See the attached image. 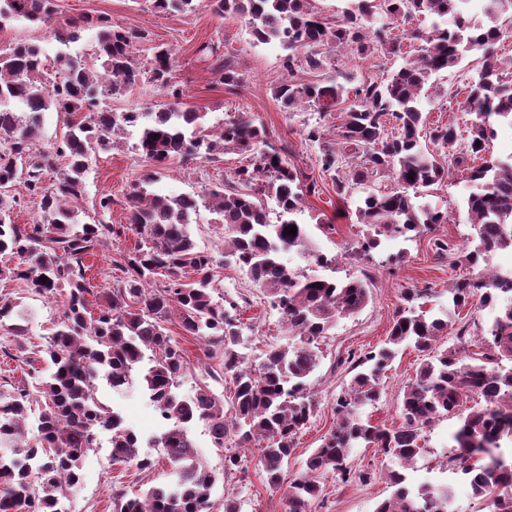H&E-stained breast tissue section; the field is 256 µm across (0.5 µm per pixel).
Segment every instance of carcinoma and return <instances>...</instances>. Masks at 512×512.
Instances as JSON below:
<instances>
[{
    "mask_svg": "<svg viewBox=\"0 0 512 512\" xmlns=\"http://www.w3.org/2000/svg\"><path fill=\"white\" fill-rule=\"evenodd\" d=\"M204 1L217 17L244 21L255 41L287 51L282 66L288 80L275 97L289 111L309 106L319 112L320 121L306 126L303 137L320 144L318 167L331 178L338 198L354 201L356 223L365 227L354 247L361 259L370 257L382 236L407 241L448 223V212L419 204L414 195L445 183L449 173L420 141L421 93L433 76L458 65L467 53L480 52L477 79L460 101L472 115L467 137L452 123L429 131L436 147L452 148L465 139L451 162L477 187L467 198L476 234L475 246L459 251L458 259L478 271L448 288V311L439 315L416 310L422 294L404 291L405 308L385 344L362 356L348 354L346 362L357 372L336 398L335 428L288 485V512H310L326 473L344 483L367 481L368 474L350 464L353 450L362 447L381 449L395 464L387 473L394 490L376 512H448V486L424 483L412 489L403 474L422 451L423 429L443 416L458 419L444 465L464 476L473 495L489 500L491 512H512V458L503 452V444L512 442V274L496 277L490 288L493 269L479 267L490 255L512 250V155L471 165L494 135L493 120L512 119V80L494 52L503 37L496 21L512 18V0H485L487 27L471 23L468 0H358L332 22L312 0H150V6L157 13H188ZM416 15L435 18L431 31L411 33L421 41L416 60L380 80L356 82L346 71L334 81L322 79L336 68L342 49L399 55L401 41L382 18L408 22ZM20 19L47 27L65 46L78 42L82 31L96 30L89 52L100 72L93 73L81 57L61 54L62 79H49L43 76L40 46L17 42L0 53V254L15 258L0 266V281H20L46 298L64 296L58 329L44 345L48 377L29 385L0 374V512H63L61 498L80 481L82 459L100 429L112 434V461L143 472L153 468L154 461L140 454L139 434L97 397L99 379L119 393L141 387L162 426L152 444L170 467L169 481L143 495L117 494L113 512H210L217 477L195 452L191 427L197 422L205 424L216 448L224 447L230 434L240 448L256 446L268 483L280 485L295 438L315 411L309 379L321 361L320 344L339 319L359 313L370 300L361 279L311 278L281 260L287 249L311 252L304 226L292 216L321 187L301 176L246 116L214 131L205 125L206 113L184 108L174 54L152 45L147 32L115 27L103 16L62 18L56 0H0V27ZM137 49L150 54L149 68L134 65ZM197 53L225 86L241 87L234 60L219 44L203 43ZM298 72L314 80L299 83ZM142 81L166 99L159 110L114 112L102 106ZM343 102L348 106L333 135L322 120ZM46 112L66 114L69 121L61 141L40 151L35 140ZM130 128L137 131L135 150L157 167L188 158L215 162L227 150L247 155L249 164L207 192L224 224L227 246L217 254L198 248L190 233L196 197L153 189L156 170L134 181L123 203L126 229L136 234L137 244L121 254L125 277L96 291L85 258L115 229L80 223L76 204L91 155L112 149ZM382 178L398 189L381 191L376 183ZM18 182L39 200V214L30 224L12 219L17 198L11 191ZM262 195L273 196L290 219L271 222ZM292 225L296 235L285 234ZM228 264L266 294L293 343L270 345L257 359L240 351L246 324L239 304H224L215 285L216 269ZM159 277L162 287L152 288ZM93 292L95 311L87 298ZM477 304L498 307L482 329L478 350H470L464 329L458 344L437 347L448 323ZM173 314L182 335L201 341L208 357L219 359V369H208L209 380L197 384L191 396L177 392L190 363L181 340L169 332ZM0 330L21 339L16 351L23 350L29 318L8 298L0 300ZM404 344L423 359L404 390L402 423L390 429L374 424L363 408L380 400L381 377ZM475 398L476 405L466 406Z\"/></svg>",
    "mask_w": 512,
    "mask_h": 512,
    "instance_id": "cac0c4a2",
    "label": "carcinoma"
}]
</instances>
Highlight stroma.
I'll use <instances>...</instances> for the list:
<instances>
[{"label": "stroma", "mask_w": 512, "mask_h": 512, "mask_svg": "<svg viewBox=\"0 0 512 512\" xmlns=\"http://www.w3.org/2000/svg\"><path fill=\"white\" fill-rule=\"evenodd\" d=\"M59 14L64 18L84 15L109 17L114 25L147 31L153 43L172 49L176 59V77L185 88V107L205 113L207 125H215L244 114L264 129L267 140L276 147H287L288 158L298 171L318 179L321 195L308 197L296 220L304 224L316 247L334 256L333 264L323 266L298 252L283 254L285 264L299 273L324 277L339 282L359 278L367 282L372 299L353 317L340 320L331 336L322 342L319 367L310 378L311 393L316 400V411L296 437V445L285 468L287 481L295 479L308 456L322 444L324 436L335 427V398L351 377L348 366L338 365V354L350 351L365 353L380 347L386 340L393 319L403 304L402 294L408 289H435L427 305L433 311L447 309L448 298L443 291L453 282L470 278L471 269L454 264L452 257L436 256L431 248L435 238L448 240L457 248H464L471 234L470 217L465 205L469 193L467 183L457 170H450L444 184L424 190L423 196L432 206L448 211V221L435 225L430 235L412 241L382 240L371 253L370 259L353 256L351 248L362 237L361 225L345 214V206L338 200L329 177L321 175L317 166L318 145L305 142L302 130L305 124L325 120L327 125L337 122L335 116L320 117L316 109L304 107L292 112L282 109L273 98L272 91L279 86L285 74L279 46L254 43L248 27L239 18L215 17L201 7L191 13L158 14L147 8L142 0H57ZM429 28L424 19L411 24L396 22L394 32L404 38V57H386L380 54L358 55L342 53L337 57L336 70H351L362 76H386L403 65L405 59L414 58L418 41L405 38L406 27ZM38 43L47 60H54L63 47L51 39L45 28L22 22H11L0 27V51L19 41ZM218 42L222 52L234 56L245 82L236 93H229L206 63L199 61L197 47L207 41ZM478 52H470L455 68L434 77L435 92L422 96L420 108L427 127L441 123L466 126L470 121L456 103L439 97V90L452 91L470 82L478 64ZM336 70L327 71L326 79H333ZM134 136L122 137L112 151L93 154L86 171V191L78 202L80 221L86 224L104 222L125 225L127 213L119 204L111 213H102L99 199L112 195L122 199L126 187L150 171V161L133 149ZM244 156L230 151L217 163L187 160L173 163L160 172L157 190L168 194L196 196L211 187L230 181L237 168L245 165ZM136 242L133 232L125 230L113 237L111 243L97 248L95 255L86 260L87 276L94 287L109 288L121 280L123 273L116 264L120 253L129 251ZM218 290L227 297L247 295L250 308L242 314L247 322L248 345L252 353H259L268 344H286L287 335L282 318L271 308L267 298L238 268H221L216 279ZM0 293L19 301L30 317V335L27 348L43 344L55 322L63 314V297L51 299L32 293L24 284L1 281ZM421 354L405 347L397 355L391 368L382 378L384 387L380 403L372 408L376 424L393 427L399 425L398 403L405 386L415 375ZM97 394L108 405L121 409L128 424L135 427L143 438L157 434L158 429L147 397L132 389L116 394L105 383H98ZM458 425L457 419L444 418L424 430V452L417 457L406 475L409 483L424 482L447 484L456 492L455 512H490L487 501L475 497L461 474L443 469L440 461L449 452L451 435ZM199 446V454L215 471L217 483L212 493L211 512H224V502L237 500L241 512H285V486L270 487L259 463L257 448L246 452L245 473L228 475L224 472V449L212 447L204 423L192 427ZM149 456L155 459L153 472L140 473L135 467L113 463L108 448L91 449L82 461V480L69 489L65 501L68 512H112V491L140 493L149 486L166 482L168 466L161 460L159 449L152 448ZM354 470L369 473L368 481L341 483L334 474L321 477V497L312 502L311 512H375L377 504L388 498L392 489L386 474L392 461L374 448L355 449L350 457Z\"/></svg>", "instance_id": "stroma-1"}]
</instances>
